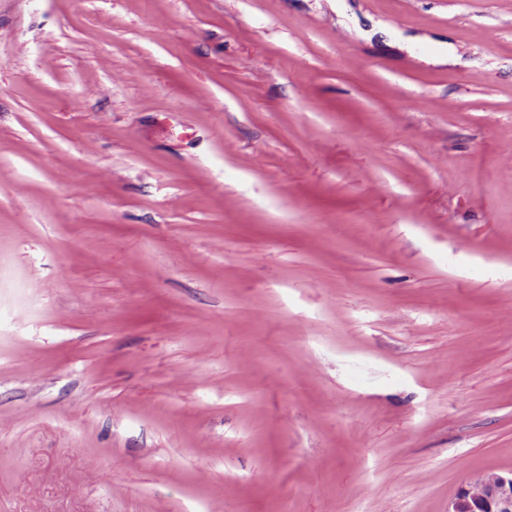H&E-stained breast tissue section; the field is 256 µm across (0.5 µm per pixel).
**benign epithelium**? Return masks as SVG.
I'll return each instance as SVG.
<instances>
[{"instance_id": "benign-epithelium-1", "label": "benign epithelium", "mask_w": 512, "mask_h": 512, "mask_svg": "<svg viewBox=\"0 0 512 512\" xmlns=\"http://www.w3.org/2000/svg\"><path fill=\"white\" fill-rule=\"evenodd\" d=\"M448 512H512V471L472 475L458 489Z\"/></svg>"}]
</instances>
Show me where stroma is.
Returning a JSON list of instances; mask_svg holds the SVG:
<instances>
[{
  "instance_id": "stroma-1",
  "label": "stroma",
  "mask_w": 512,
  "mask_h": 512,
  "mask_svg": "<svg viewBox=\"0 0 512 512\" xmlns=\"http://www.w3.org/2000/svg\"><path fill=\"white\" fill-rule=\"evenodd\" d=\"M510 469L512 0H0V512Z\"/></svg>"
}]
</instances>
